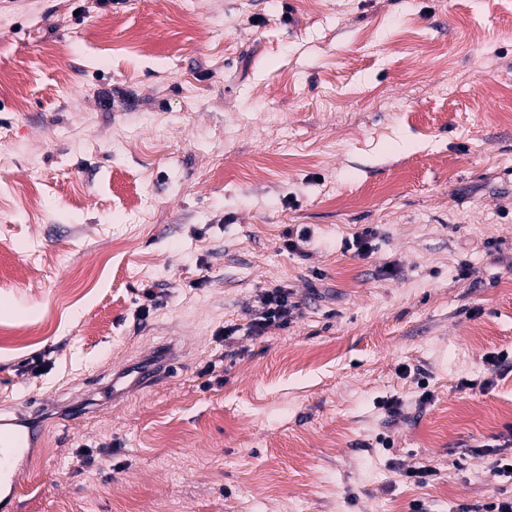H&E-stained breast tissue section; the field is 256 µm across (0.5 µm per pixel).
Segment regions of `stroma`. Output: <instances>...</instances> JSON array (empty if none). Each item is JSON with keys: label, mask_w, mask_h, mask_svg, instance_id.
I'll use <instances>...</instances> for the list:
<instances>
[{"label": "stroma", "mask_w": 512, "mask_h": 512, "mask_svg": "<svg viewBox=\"0 0 512 512\" xmlns=\"http://www.w3.org/2000/svg\"><path fill=\"white\" fill-rule=\"evenodd\" d=\"M187 3L0 0V238L20 244L0 253V415L181 353L170 381L49 426L16 512L512 497L492 468L512 358L487 362L512 355V0ZM364 224L362 259L344 242ZM274 284L299 308L250 335Z\"/></svg>", "instance_id": "obj_1"}]
</instances>
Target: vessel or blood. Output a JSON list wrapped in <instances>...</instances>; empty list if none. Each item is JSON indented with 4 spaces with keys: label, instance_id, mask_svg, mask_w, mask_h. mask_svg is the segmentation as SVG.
Returning <instances> with one entry per match:
<instances>
[{
    "label": "vessel or blood",
    "instance_id": "1",
    "mask_svg": "<svg viewBox=\"0 0 512 512\" xmlns=\"http://www.w3.org/2000/svg\"><path fill=\"white\" fill-rule=\"evenodd\" d=\"M179 368L175 345L145 355L127 365L112 377L111 386L100 394V404H108L134 389L155 387L173 378ZM52 396L35 401V409L21 420H0V512H13L19 495L13 470L18 458L27 456L29 449L40 446L46 433L44 415L52 405Z\"/></svg>",
    "mask_w": 512,
    "mask_h": 512
}]
</instances>
